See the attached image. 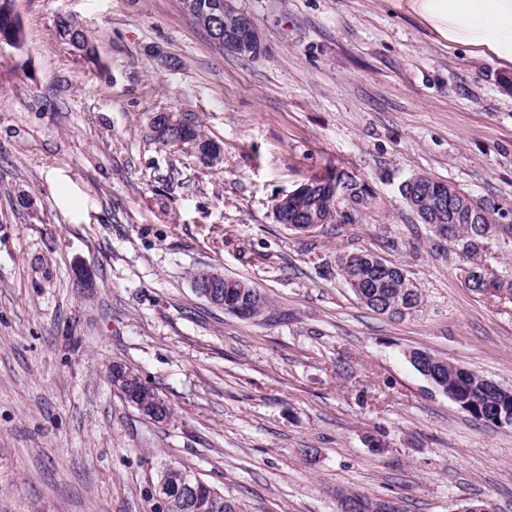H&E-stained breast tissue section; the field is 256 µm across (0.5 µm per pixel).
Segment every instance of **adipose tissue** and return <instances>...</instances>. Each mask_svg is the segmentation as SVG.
Returning a JSON list of instances; mask_svg holds the SVG:
<instances>
[{"label":"adipose tissue","mask_w":512,"mask_h":512,"mask_svg":"<svg viewBox=\"0 0 512 512\" xmlns=\"http://www.w3.org/2000/svg\"><path fill=\"white\" fill-rule=\"evenodd\" d=\"M448 40H468L512 58V0H422Z\"/></svg>","instance_id":"adipose-tissue-1"}]
</instances>
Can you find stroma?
Wrapping results in <instances>:
<instances>
[{
	"label": "stroma",
	"instance_id": "stroma-1",
	"mask_svg": "<svg viewBox=\"0 0 512 512\" xmlns=\"http://www.w3.org/2000/svg\"><path fill=\"white\" fill-rule=\"evenodd\" d=\"M265 52L214 45L179 0H13L0 44V512H156L169 464L244 512H512V428L473 419L411 365L424 349L512 388V299L478 295L399 193L415 174L512 207V60L451 42L418 0H234ZM82 24L85 58L56 37ZM158 112L224 148L201 164ZM340 166L372 190L352 224L298 232L273 205ZM26 194L29 206L16 202ZM405 269L411 315L363 305L337 269ZM91 270L92 290L74 285ZM247 279L243 319L190 273ZM170 403L157 424L112 362ZM379 439L375 451L370 438ZM155 114L150 122V131L153 138H161L170 144L175 145L174 148L184 149L199 157V153L192 149V145H185L188 140V129L179 128L180 118L173 113H167L165 119H158ZM107 377L113 391L133 405L144 417L155 423L167 422L171 414L168 401L142 375L126 364L112 362L108 366ZM339 498V511H342L340 507V500L353 501L359 504L360 510L354 512H400V507L396 502L390 500H383L378 498H370L365 495H359L355 493H342L338 496Z\"/></svg>",
	"mask_w": 512,
	"mask_h": 512
}]
</instances>
